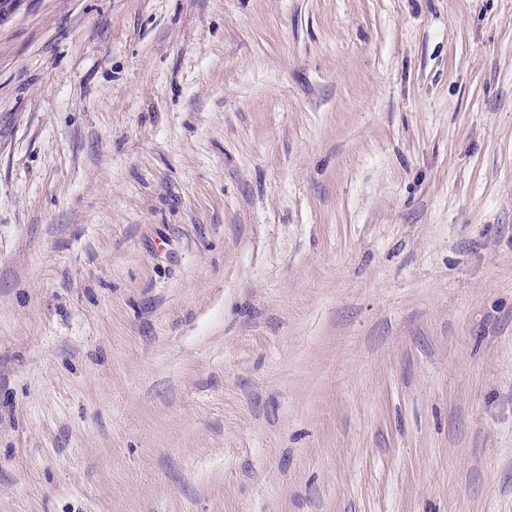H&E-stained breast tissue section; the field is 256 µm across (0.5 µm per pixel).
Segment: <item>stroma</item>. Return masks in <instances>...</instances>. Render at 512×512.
I'll return each mask as SVG.
<instances>
[{
  "label": "stroma",
  "instance_id": "obj_1",
  "mask_svg": "<svg viewBox=\"0 0 512 512\" xmlns=\"http://www.w3.org/2000/svg\"><path fill=\"white\" fill-rule=\"evenodd\" d=\"M0 512H512V0H20Z\"/></svg>",
  "mask_w": 512,
  "mask_h": 512
}]
</instances>
